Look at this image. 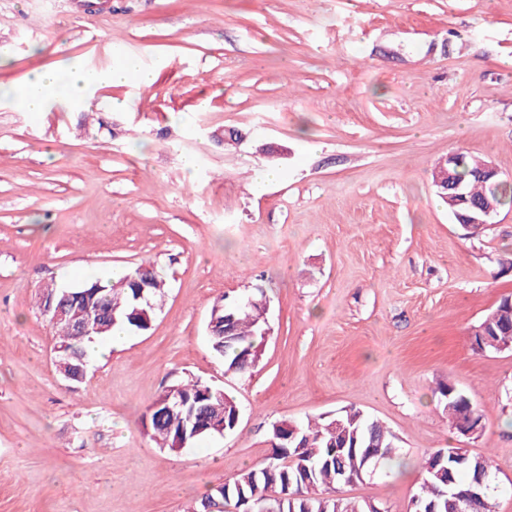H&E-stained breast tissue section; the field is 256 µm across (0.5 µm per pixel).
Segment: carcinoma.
I'll return each instance as SVG.
<instances>
[{"label":"carcinoma","mask_w":512,"mask_h":512,"mask_svg":"<svg viewBox=\"0 0 512 512\" xmlns=\"http://www.w3.org/2000/svg\"><path fill=\"white\" fill-rule=\"evenodd\" d=\"M455 172L462 183L465 199L448 195L446 203L451 213L464 214L469 202L488 198L501 207L512 203V184L496 179L483 180L474 177L484 162L464 153L452 155ZM166 280L163 272L152 262L145 261L127 268L115 280H87L72 286L70 301L90 292L94 300L108 315L103 332L93 339H104L112 328L120 324L128 332L137 333L150 329L164 297ZM145 299H140L139 294ZM264 290L256 286L247 298L219 299L212 307L206 325V335L213 354L224 362V372L242 375L258 367L262 358L265 337L256 324V312L265 302ZM512 295L503 296L485 317L494 326V333L484 343L483 351L493 352L499 347L512 344V311L507 304ZM56 347L65 351L86 353L90 338L80 339L65 322H53ZM216 386L199 380L187 379L168 386L163 393H177L197 407L217 404ZM437 392L444 400L451 425L461 413V403L466 395L451 384L441 383ZM158 412L149 413L148 436L161 449L179 452L181 420L176 414L157 418ZM344 428L336 431L333 419L320 417L296 423L298 437L309 442L308 455L304 459L287 458L289 449L280 447L282 441L274 439L273 457L267 462L246 468L231 478L224 479L222 486L191 502L185 512H226L231 506L235 512H364V506L352 504L339 496L343 477L358 470L364 472L382 466L392 459L396 450L395 435L379 420L363 410L348 407L336 414ZM376 444L377 456L363 463L361 450ZM457 451L451 446L436 449L423 456L421 483L415 494L418 508L433 506L435 512H458L461 505L449 495L444 481L448 475H439L429 468L433 455ZM483 474L487 486L483 498L469 504L466 512H495L493 471L490 460L480 455H469L468 467L454 472L456 485L463 488L474 472Z\"/></svg>","instance_id":"carcinoma-1"}]
</instances>
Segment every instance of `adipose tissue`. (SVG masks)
<instances>
[{
	"label": "adipose tissue",
	"instance_id": "adipose-tissue-1",
	"mask_svg": "<svg viewBox=\"0 0 512 512\" xmlns=\"http://www.w3.org/2000/svg\"><path fill=\"white\" fill-rule=\"evenodd\" d=\"M100 77L98 73L79 65L70 67L63 78L54 71H41L13 88L11 94L19 108L39 113L47 111L56 102L84 103Z\"/></svg>",
	"mask_w": 512,
	"mask_h": 512
}]
</instances>
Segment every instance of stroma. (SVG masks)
Segmentation results:
<instances>
[{
	"label": "stroma",
	"instance_id": "stroma-1",
	"mask_svg": "<svg viewBox=\"0 0 512 512\" xmlns=\"http://www.w3.org/2000/svg\"><path fill=\"white\" fill-rule=\"evenodd\" d=\"M130 58L150 86L40 113L4 93ZM458 151L512 183V0H0V512H183L267 461L274 422L351 406L397 454L342 498L407 512L423 453L451 444L492 459L512 512V351L469 342L512 293V206L466 235L432 179ZM145 260L168 284L151 328L68 383L40 293ZM257 285L271 333L233 376L207 320ZM191 377L239 425L156 448L141 417ZM444 382L480 436L450 427ZM451 390H454V392L448 398V393H450ZM436 391L445 402V406L448 410V419L451 422V425L452 427H454V429H456V420L459 414L462 412V410L460 409L461 403H465V399H467L471 403L472 410L475 416L478 419H482V421L484 420L485 414L483 410L474 405L472 401L464 393L459 391L454 385L452 386L450 383H441L438 385ZM223 391H224V389H223ZM219 394H220L219 395L220 399H222L224 396V404L222 405V406L225 405V410H226L224 422H222L223 415L219 412H215L212 420L207 422V424H209L216 431H218L223 437L226 435V433L224 432V423L226 426V432H229V431L234 432L238 426L237 425L236 427L233 428V420H232L233 413L235 411V408L238 407V404H237L236 400L232 396H230L228 393H226L225 391H224V393L220 392ZM214 429H205L204 431L198 433L195 437L189 438L187 441V445L191 444L190 446L192 447L196 443L201 442L203 440L220 437V435Z\"/></svg>",
	"mask_w": 512,
	"mask_h": 512
}]
</instances>
